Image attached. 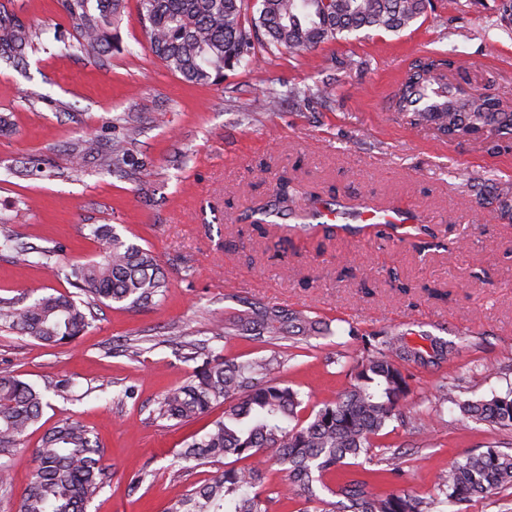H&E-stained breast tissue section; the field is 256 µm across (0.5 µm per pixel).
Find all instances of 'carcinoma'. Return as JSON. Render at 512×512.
Here are the masks:
<instances>
[{
	"label": "carcinoma",
	"mask_w": 512,
	"mask_h": 512,
	"mask_svg": "<svg viewBox=\"0 0 512 512\" xmlns=\"http://www.w3.org/2000/svg\"><path fill=\"white\" fill-rule=\"evenodd\" d=\"M258 16L247 18L248 0H140L150 49L171 72L191 84H217L224 71L249 67L260 60L257 44L265 48L309 50L362 29L397 32L410 25L430 0H258ZM78 37L66 51L99 59L120 50L116 29L126 0H61ZM51 28L24 24L0 10V60L14 66L27 63L29 50L49 39ZM451 59L421 57L412 63L395 93V107L411 124L433 123L450 141L483 139L493 151L512 141V107L494 95L476 96L461 82L439 85L436 75L451 67ZM118 135L112 147L100 152L95 138L79 139L70 155L79 162L100 158L112 172L135 179L144 163L131 146L141 133V119L115 118ZM293 181L283 177L274 200L243 213L242 221L260 231L264 224L294 219L291 229L317 227L315 207L293 208ZM89 237L101 245L100 258L74 260L57 270L84 294L104 303L140 307L164 296L168 283L157 256L123 239L109 224L88 225ZM33 258L8 233L0 235V250ZM0 325L48 345L74 342L89 327L81 306L70 296L48 294L22 307H0ZM255 331L268 340L309 345L331 333L328 326L299 310L264 306L238 312L216 328L215 337ZM367 362L343 367L349 386L308 420L300 421L301 393L268 378L265 359L207 361L183 384L165 391L157 401L158 418L185 424L224 406L223 416L208 432L186 443L176 457L199 465L230 456L241 466H224L210 481L171 500L166 512H269L266 465L283 467L286 487L279 501L319 503L322 512H464L461 505L476 496L488 497L512 488V454L489 448L457 462L436 476L435 493L420 496L391 487L398 478L392 458L373 452L374 438L397 414L412 391L405 365L444 363L454 359L456 345L431 341L427 350L412 343L409 334L381 330L362 337ZM441 403L458 407L466 420L487 423L512 432V394L462 401L453 386L443 388ZM46 405L44 392L8 372L0 371V452L22 445ZM36 455L38 469L24 488L19 512H84L105 484L108 467L104 451L81 422L66 418L43 435ZM343 467L359 476L335 479ZM329 499L322 498V495Z\"/></svg>",
	"instance_id": "obj_1"
}]
</instances>
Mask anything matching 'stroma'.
I'll list each match as a JSON object with an SVG mask.
<instances>
[{"label":"stroma","mask_w":512,"mask_h":512,"mask_svg":"<svg viewBox=\"0 0 512 512\" xmlns=\"http://www.w3.org/2000/svg\"><path fill=\"white\" fill-rule=\"evenodd\" d=\"M23 21H42L57 40L38 48L25 68L0 60V229L43 251L29 265L0 251V306L24 305L55 291L90 308L88 331L74 343L47 346L0 327V370L45 390L41 421L27 449L0 456L12 485L0 488V512H18L36 470L34 450L59 420H80L97 438L111 478L87 512H164L168 501L211 477L212 466L174 452L206 433L223 407L180 427L157 419L155 402L202 365L203 356L172 344L175 336L213 354L270 362L271 378L304 396L300 418L348 385L345 367L365 361L362 334L413 330L458 346L449 362L414 368L413 394L376 438L402 471L398 489L426 496L436 476L512 434L465 425L439 408L445 385L464 399L512 392V148L486 141L451 142L430 126L394 112V90L425 55L470 64V89L493 86L512 105V28L500 25L495 0H434L399 32L368 30L313 51L267 53L251 68L227 72L216 85L183 82L152 53L140 0H127L118 25L123 49L103 61L64 52L76 31L58 0H0ZM327 86V102L305 105L293 87ZM281 94L275 111L257 110L267 89ZM144 117L133 150L144 167L130 181L99 159L72 164L69 145L83 136L112 141V117ZM312 199H336L415 213L442 246L339 233L331 238L280 230L259 235L240 217L271 199L279 177ZM90 224H110L151 249L168 280L155 304L128 308L92 303L51 269L98 255ZM400 286H392L389 270ZM256 304L307 312L332 335L310 346L217 341L215 325ZM67 390H59V383ZM421 419L425 433L411 426ZM143 475L130 490L134 475Z\"/></svg>","instance_id":"1"}]
</instances>
